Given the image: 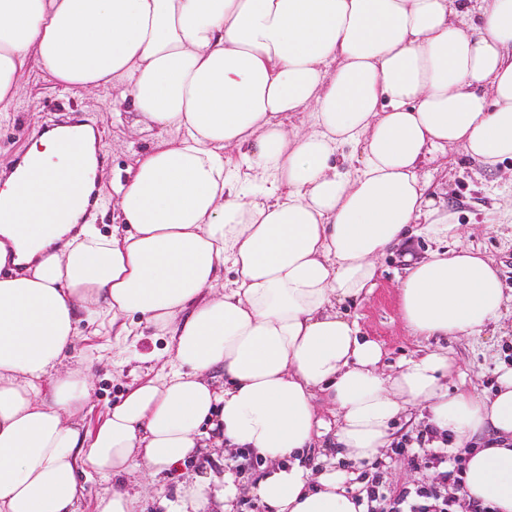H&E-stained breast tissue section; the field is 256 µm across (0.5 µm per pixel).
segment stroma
<instances>
[{"label":"stroma","mask_w":512,"mask_h":512,"mask_svg":"<svg viewBox=\"0 0 512 512\" xmlns=\"http://www.w3.org/2000/svg\"><path fill=\"white\" fill-rule=\"evenodd\" d=\"M112 88L68 91L54 86L36 75L24 77L16 107L9 117L0 120V170L11 168L21 157L36 133L65 112H80L95 125L99 133V165L105 172L100 197L99 229L111 234L117 221L118 194L115 182L125 180L136 153L150 149L154 133L132 129L129 118H113L110 110ZM426 197L438 207L453 214L466 229V244L479 249L499 270L505 290H512V174L487 173L456 149L432 152L418 172ZM379 287L369 298L349 304L350 316L358 317L364 335L380 343L386 364L395 366L403 359L432 349H445L454 357L466 375L469 386L486 391L494 383V372L500 365L512 366V310L487 328L481 336L457 339H424L403 326L398 306L396 285L402 272V256L394 254L381 261ZM167 337L154 329L121 341L109 327L99 334L83 328L76 336L71 351L72 363L89 367L93 386L92 400L85 421L96 420L120 401L132 381L125 357L138 355L145 359L166 358ZM422 422L414 417L401 418L395 437L380 460L384 493L397 495L402 489L434 482L437 472L423 462H412L419 445L416 437L424 432ZM224 455L211 448L186 471L150 478L136 472L128 476V484L137 492L138 512H166L163 492H174L186 472L216 471L223 468Z\"/></svg>","instance_id":"35a3bbf8"}]
</instances>
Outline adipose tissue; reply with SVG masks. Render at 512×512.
Returning a JSON list of instances; mask_svg holds the SVG:
<instances>
[{"mask_svg":"<svg viewBox=\"0 0 512 512\" xmlns=\"http://www.w3.org/2000/svg\"><path fill=\"white\" fill-rule=\"evenodd\" d=\"M66 90L116 87L114 112L159 142L119 189L111 234L85 223L95 135L38 137L27 185L0 190V512H78L81 476L120 483L217 445L256 460L195 474L169 512H363L317 448L370 461L424 410L465 459L463 495L512 512V367L492 393L447 387L453 357L397 370L341 305L371 294L413 233L400 317L424 338L478 336L507 302L490 259L423 196L418 168L458 148L512 161V0H0V116L30 69ZM167 336L168 372L94 427L88 370L63 360L80 321Z\"/></svg>","mask_w":512,"mask_h":512,"instance_id":"ef3b65f1","label":"adipose tissue"}]
</instances>
